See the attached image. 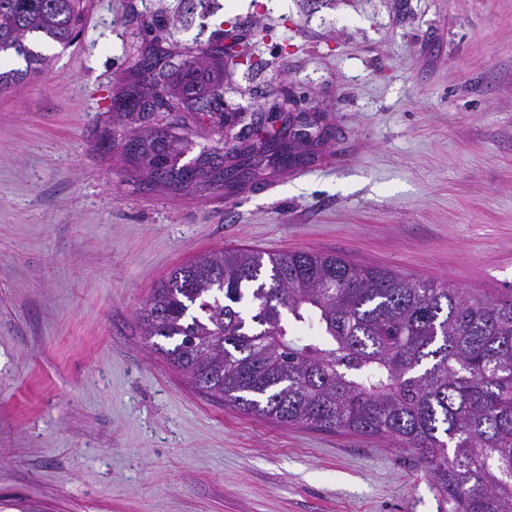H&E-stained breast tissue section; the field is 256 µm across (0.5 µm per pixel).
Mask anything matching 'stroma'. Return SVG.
I'll use <instances>...</instances> for the list:
<instances>
[{
    "label": "stroma",
    "instance_id": "obj_1",
    "mask_svg": "<svg viewBox=\"0 0 512 512\" xmlns=\"http://www.w3.org/2000/svg\"><path fill=\"white\" fill-rule=\"evenodd\" d=\"M89 0L71 46L0 93V512H440L415 452L200 394L143 341L176 267L320 252L496 297L512 286V0ZM246 189L136 173L116 109L145 49L217 31ZM284 167L260 155L299 116Z\"/></svg>",
    "mask_w": 512,
    "mask_h": 512
}]
</instances>
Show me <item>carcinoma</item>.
Wrapping results in <instances>:
<instances>
[{
	"mask_svg": "<svg viewBox=\"0 0 512 512\" xmlns=\"http://www.w3.org/2000/svg\"><path fill=\"white\" fill-rule=\"evenodd\" d=\"M86 0H0V90L46 58L29 41L70 44ZM124 99L197 84L196 57L153 53ZM167 125L166 150L134 132L147 179L174 190L241 180L224 156ZM150 348L198 391L255 417L380 438L426 465L448 512H512V291L472 296L334 254L204 255L173 270L139 311Z\"/></svg>",
	"mask_w": 512,
	"mask_h": 512,
	"instance_id": "carcinoma-1",
	"label": "carcinoma"
}]
</instances>
